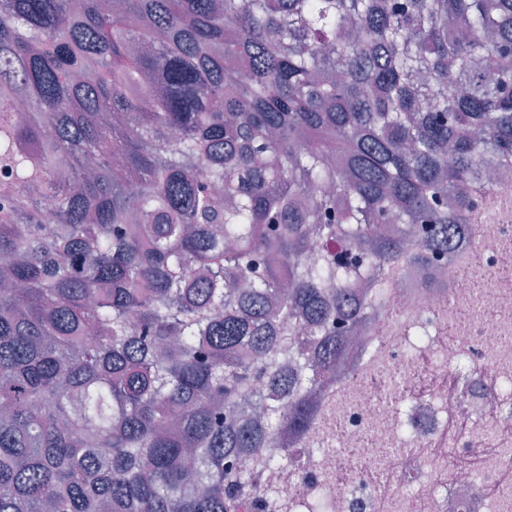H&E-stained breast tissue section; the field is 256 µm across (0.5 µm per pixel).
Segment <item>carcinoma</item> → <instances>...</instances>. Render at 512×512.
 Returning <instances> with one entry per match:
<instances>
[{
	"instance_id": "cac0c4a2",
	"label": "carcinoma",
	"mask_w": 512,
	"mask_h": 512,
	"mask_svg": "<svg viewBox=\"0 0 512 512\" xmlns=\"http://www.w3.org/2000/svg\"><path fill=\"white\" fill-rule=\"evenodd\" d=\"M506 169L512 0H0V512L263 508Z\"/></svg>"
}]
</instances>
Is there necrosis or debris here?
Instances as JSON below:
<instances>
[{
    "instance_id": "necrosis-or-debris-1",
    "label": "necrosis or debris",
    "mask_w": 512,
    "mask_h": 512,
    "mask_svg": "<svg viewBox=\"0 0 512 512\" xmlns=\"http://www.w3.org/2000/svg\"><path fill=\"white\" fill-rule=\"evenodd\" d=\"M389 275L270 512H512V184L447 270Z\"/></svg>"
}]
</instances>
